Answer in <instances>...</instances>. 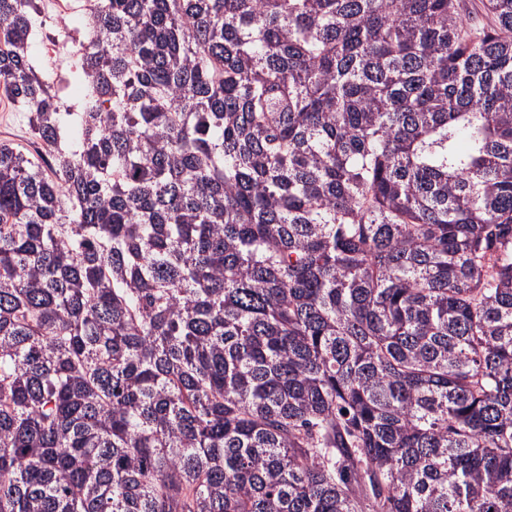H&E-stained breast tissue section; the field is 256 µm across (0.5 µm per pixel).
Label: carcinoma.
<instances>
[{
	"label": "carcinoma",
	"mask_w": 512,
	"mask_h": 512,
	"mask_svg": "<svg viewBox=\"0 0 512 512\" xmlns=\"http://www.w3.org/2000/svg\"><path fill=\"white\" fill-rule=\"evenodd\" d=\"M0 0V512H512V0ZM87 0H42L41 9L46 29H63L70 35L81 36L84 30L82 17ZM56 42L48 40L38 32L32 38L30 61L41 73L56 75L66 81L64 101L72 110H77L84 92L85 84L77 64V57L63 58L56 52ZM0 142L12 143L15 147L35 154L38 145L32 138L27 118L0 90Z\"/></svg>",
	"instance_id": "carcinoma-1"
}]
</instances>
